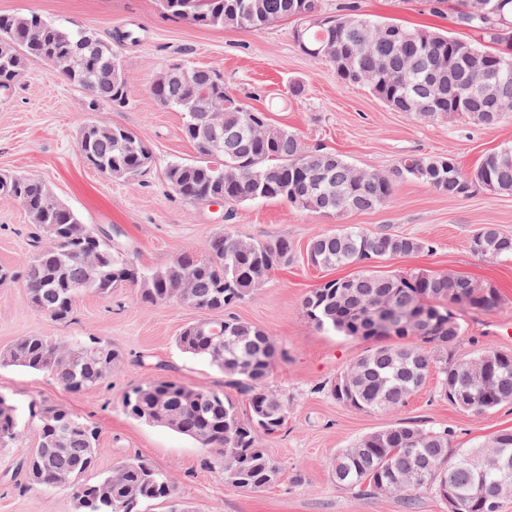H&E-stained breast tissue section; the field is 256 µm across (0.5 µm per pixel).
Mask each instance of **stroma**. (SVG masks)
<instances>
[{
  "label": "stroma",
  "instance_id": "stroma-1",
  "mask_svg": "<svg viewBox=\"0 0 512 512\" xmlns=\"http://www.w3.org/2000/svg\"><path fill=\"white\" fill-rule=\"evenodd\" d=\"M358 2L364 14L379 20L474 36L452 23L450 13L432 12L426 0ZM31 11L108 41L134 32V39L118 41L130 102L120 110L92 112L80 88L42 62L28 61L13 94L0 98V171L38 175L84 223L116 229L113 247L149 269L185 251L206 255L211 238L228 222L256 240L283 235L292 242L288 266L275 270L263 288L230 311L265 329L286 353L274 364L268 384L287 396L288 423L262 439L282 474L261 490L238 488L225 481L220 468L205 465L210 450L169 428L135 420L121 407L125 392L152 379L223 388L221 371L176 344L186 325L211 319L206 310L143 305L129 289L117 288L108 299L82 296L69 321L54 323L33 306L23 281H16L0 288V351L22 336L51 334L67 341L92 333L108 340L123 361L109 384L84 392L68 391L44 373L0 365V396L21 412L37 401L92 421L100 432L94 475L141 457L171 477L190 512H448L447 503L427 490L361 495L346 489L333 479L331 462L361 437L403 419L447 430L451 450L467 448L511 430L512 405L484 413L459 409L440 395L432 378L396 411L364 412L337 402L329 393L331 382L369 344L317 329L304 318L301 302L309 291L352 273L348 266L313 267L307 245L343 225L431 242L433 252L395 258L380 264L379 273H461L493 286L501 298L495 311H458L463 327L458 352L467 356L490 346L512 354V261L486 259L468 247L473 232L486 224L512 234V195L479 188L453 198L400 181L381 207L341 216L302 211L278 200L192 205L168 186L165 172L172 163L194 161L196 151L181 133V112L158 103L149 87L155 73L172 64L218 70L233 93L266 112L274 125L357 168L382 173L411 155H449L463 171H471L485 154L512 143V115L482 127L464 120L426 122L393 111L365 86L340 84L331 63L302 54L285 21L261 30L206 29L169 17L159 0H0L2 14ZM295 82L303 87L296 99L288 94ZM95 118L137 133L153 153L150 172L115 179L87 165L78 152V136ZM45 242L19 203L0 198V268L22 272ZM37 441L30 424L12 447L0 448V512H74L69 488H34L20 472V460Z\"/></svg>",
  "mask_w": 512,
  "mask_h": 512
}]
</instances>
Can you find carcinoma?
<instances>
[{
	"label": "carcinoma",
	"mask_w": 512,
	"mask_h": 512,
	"mask_svg": "<svg viewBox=\"0 0 512 512\" xmlns=\"http://www.w3.org/2000/svg\"><path fill=\"white\" fill-rule=\"evenodd\" d=\"M165 13L200 28L263 29L291 21L300 51L326 60L336 68L342 85L361 84L389 107L412 112L425 121L463 114L474 125L491 127L512 111V0H457L452 19L476 31L483 42L435 30L411 29L361 13L358 0H337L336 13L324 11V0H162ZM325 15L320 28L303 29L305 16ZM83 30L66 27L42 15L0 14V96H9L30 59L47 62L51 53L79 49ZM92 74L77 71L63 78L84 90L89 108H123L129 103L125 68L112 44L99 40ZM162 105L188 115L195 99L208 96L224 109V153L213 156L201 134L188 125L181 132L197 152V160L171 165L166 179L190 204L222 198L226 203L253 201V190L264 188L265 200L309 201L305 210L343 214L375 209L392 195L395 181L406 179L450 197H464L477 187L512 194V146L490 152L471 172L451 157L415 155L400 161L390 174L367 173L352 181V165L341 156L308 147L294 131L276 127L266 113L231 93L224 78L208 72L187 87L174 79L151 84ZM90 135L91 157L84 161L112 175L115 164L138 177L151 168L153 155L128 128L97 124ZM234 166L235 180L218 181V169ZM43 180L33 174L0 173V197L18 199L30 223L47 238L24 270L32 303L55 323L71 318L83 294L102 298L127 287L144 305L171 302L222 314L202 330L192 323L178 336L186 353L207 362L227 377L235 398L215 389H198L175 380L157 379L133 388L122 400L124 411L140 421L171 427L215 452V463L233 485L260 489L281 474L277 461L259 445L263 435L281 431L288 422V398L267 386L271 368L282 355L262 328L224 312L261 288L268 276L288 263L292 244L286 236L252 240L228 224L209 243L208 254L176 256L165 266L146 270L106 242L109 234L83 221L69 207L47 203ZM95 238L98 266L83 257L85 240ZM503 245L501 258L512 259V235L493 225L475 230V240ZM432 250L430 242L410 236L368 234L356 227L334 229L311 239L307 254L321 269L350 266L347 278L326 280L302 300V312L319 328L372 340L330 385L336 401L352 408L394 411L403 407L430 374L439 392L448 388L473 395L452 405L469 411H491L512 403V354L490 347L470 356L457 355L462 325L428 318L418 328H383L378 322L392 311L405 313L421 304L427 314L452 308L492 312L500 305L498 292L467 275L452 279L424 272L382 275L372 264ZM497 365L488 383L476 382L471 365L486 357ZM121 354L101 336L90 334L74 344L52 336L17 339L0 363L50 374L64 389L83 391L105 384L119 367ZM28 419L39 434L37 448L25 456L20 470L41 487L71 488L75 512H144L148 504L171 512L176 486L168 475L140 457L129 458L94 481L99 450L97 428L58 406L33 402ZM23 423L13 405L0 396V447H10ZM512 459V430L501 431L473 449L450 457L448 431L401 422L370 433L340 451L332 463L336 483L359 492L376 493L387 485L394 493L427 489L448 500L453 483L461 500L457 512L488 510L503 482L502 462Z\"/></svg>",
	"instance_id": "obj_1"
}]
</instances>
